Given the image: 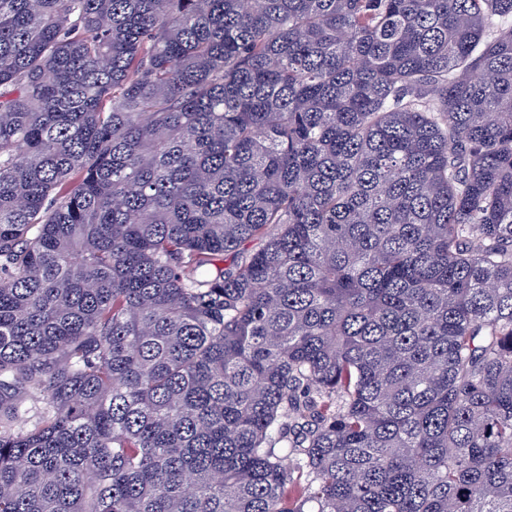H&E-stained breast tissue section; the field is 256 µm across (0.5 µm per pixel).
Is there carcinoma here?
Segmentation results:
<instances>
[{"mask_svg": "<svg viewBox=\"0 0 512 512\" xmlns=\"http://www.w3.org/2000/svg\"><path fill=\"white\" fill-rule=\"evenodd\" d=\"M0 512H512V0H0Z\"/></svg>", "mask_w": 512, "mask_h": 512, "instance_id": "carcinoma-1", "label": "carcinoma"}]
</instances>
